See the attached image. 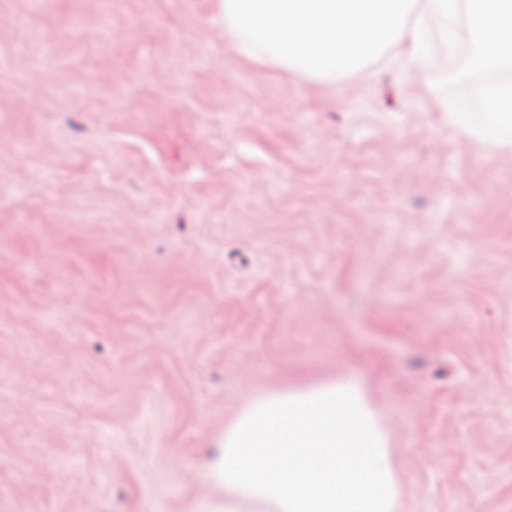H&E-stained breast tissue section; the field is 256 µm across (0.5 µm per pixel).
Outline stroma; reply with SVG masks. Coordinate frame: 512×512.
<instances>
[{
    "label": "stroma",
    "mask_w": 512,
    "mask_h": 512,
    "mask_svg": "<svg viewBox=\"0 0 512 512\" xmlns=\"http://www.w3.org/2000/svg\"><path fill=\"white\" fill-rule=\"evenodd\" d=\"M220 0H0V512H198L262 390L351 376L398 512H512V150Z\"/></svg>",
    "instance_id": "35a3bbf8"
}]
</instances>
